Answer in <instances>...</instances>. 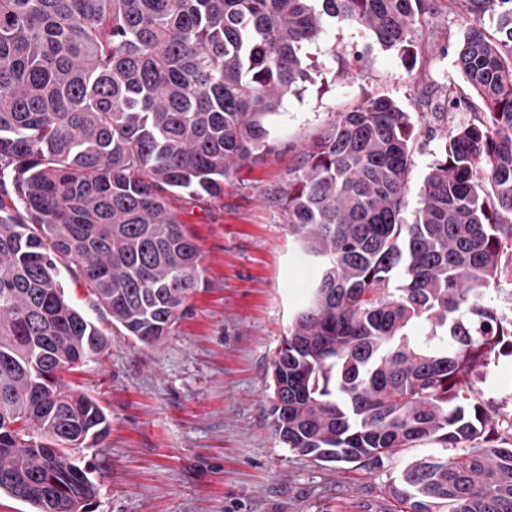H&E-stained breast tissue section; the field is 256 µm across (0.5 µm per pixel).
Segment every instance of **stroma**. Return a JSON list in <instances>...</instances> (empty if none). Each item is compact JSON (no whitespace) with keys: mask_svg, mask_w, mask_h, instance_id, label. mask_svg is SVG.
Listing matches in <instances>:
<instances>
[{"mask_svg":"<svg viewBox=\"0 0 512 512\" xmlns=\"http://www.w3.org/2000/svg\"><path fill=\"white\" fill-rule=\"evenodd\" d=\"M461 33L448 0H434L411 57L347 22L329 23L305 46L309 81L265 119L275 151L239 167L221 198L170 202L201 250L202 286L159 342L142 344L113 326L89 288L61 268L67 299L109 344L107 355L65 376L109 420L102 439L70 451L97 488L89 512H389V471L314 461L272 432L271 362L314 274L278 198L302 144L320 138L338 112L384 95L415 118L405 209L413 216L446 134L474 118L443 106L448 88L473 95L457 65Z\"/></svg>","mask_w":512,"mask_h":512,"instance_id":"35a3bbf8","label":"stroma"}]
</instances>
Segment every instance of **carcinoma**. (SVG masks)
<instances>
[{
    "label": "carcinoma",
    "instance_id": "1",
    "mask_svg": "<svg viewBox=\"0 0 512 512\" xmlns=\"http://www.w3.org/2000/svg\"><path fill=\"white\" fill-rule=\"evenodd\" d=\"M482 102L453 127L404 217L414 123L379 96L304 148L284 200L316 264L271 364L273 434L300 456L389 467L390 512H512L505 414L479 383L512 356L487 299L512 273V0H448ZM430 0H0V493L87 512L66 449L108 430L62 378L108 347L65 298L64 263L97 307L151 345L186 314L202 257L169 196H224L273 149L263 117L310 78L331 20L412 54ZM496 19L486 32L484 16ZM414 326L423 333L413 337ZM431 442L452 458L399 460Z\"/></svg>",
    "mask_w": 512,
    "mask_h": 512
}]
</instances>
